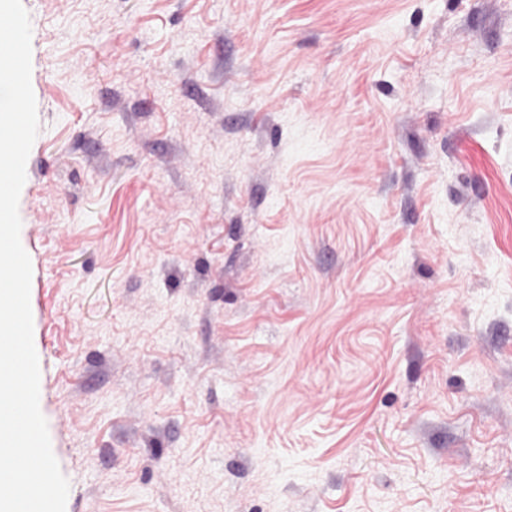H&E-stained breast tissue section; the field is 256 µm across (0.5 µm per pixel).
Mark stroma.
Wrapping results in <instances>:
<instances>
[{"label": "stroma", "instance_id": "1", "mask_svg": "<svg viewBox=\"0 0 512 512\" xmlns=\"http://www.w3.org/2000/svg\"><path fill=\"white\" fill-rule=\"evenodd\" d=\"M23 5L66 512H512V0Z\"/></svg>", "mask_w": 512, "mask_h": 512}]
</instances>
